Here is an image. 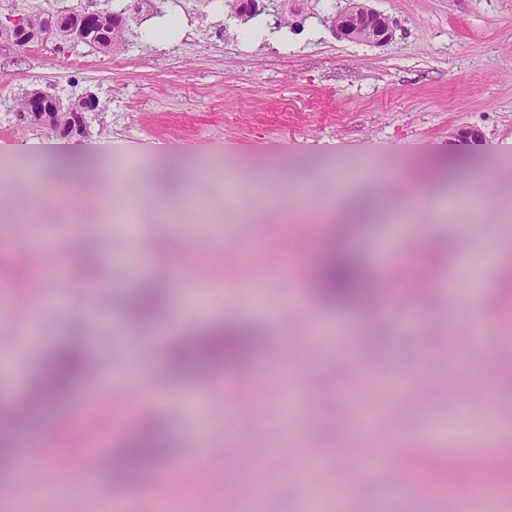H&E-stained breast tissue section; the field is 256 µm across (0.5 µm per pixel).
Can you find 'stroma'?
Wrapping results in <instances>:
<instances>
[{"mask_svg": "<svg viewBox=\"0 0 512 512\" xmlns=\"http://www.w3.org/2000/svg\"><path fill=\"white\" fill-rule=\"evenodd\" d=\"M346 0H288V22L243 36L218 0H178L181 21L165 37L138 28L136 44L103 52L82 43L56 50L48 37L15 46L0 37V403L18 399L43 352L73 336L90 341L99 408L52 431L33 428L19 447L27 479L0 471V500L11 512H114L146 508L145 480L114 483L111 452L154 418L168 431L170 455L154 473L183 512H251L238 476L251 468L265 512H512V489L480 494L461 485H429L412 499L405 470L413 454L447 455L465 466L512 450V316L494 302L512 263V0H370L393 31L382 46L337 39L326 23ZM68 7L108 8L107 0H0V25L46 17ZM62 99L43 118L19 111L22 92ZM98 95V111L73 117L68 105ZM111 145L96 162L110 211L65 189L37 195L18 178L39 179L38 146ZM461 153L452 180L417 192L408 179L419 149ZM182 158L188 181L170 206L183 213L163 224L150 176ZM237 191L225 198V184ZM393 185L408 222L372 224L355 239L380 260L392 245V293L368 309L340 314L305 295L302 272L327 243L324 229L342 196ZM88 216L102 242L98 292L77 277L47 278L20 290L13 250L36 245L41 262L62 263L67 238L31 242L30 222ZM310 250L261 271L246 265L283 220ZM450 239L454 260L426 294L412 295L403 271L413 239ZM207 262V280L170 283L167 321L153 328L127 318L125 302L142 281ZM496 318L477 338L473 305ZM225 317L257 328L263 339L238 368L212 377L172 380L164 366L169 339ZM385 339L375 353L371 335ZM371 415L373 431L359 430ZM107 441L109 453L86 467L85 450ZM233 443L225 453V443ZM70 448L57 468L41 465L50 449ZM386 451L391 463L361 469ZM310 460L324 467L313 483L285 477Z\"/></svg>", "mask_w": 512, "mask_h": 512, "instance_id": "1", "label": "stroma"}]
</instances>
